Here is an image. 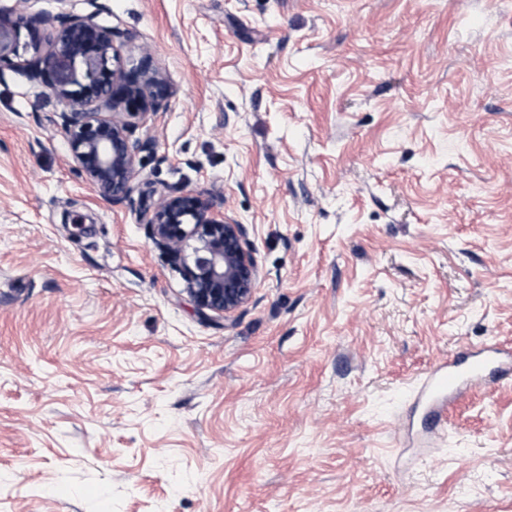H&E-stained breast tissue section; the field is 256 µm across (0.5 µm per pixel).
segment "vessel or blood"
<instances>
[{
    "instance_id": "vessel-or-blood-1",
    "label": "vessel or blood",
    "mask_w": 512,
    "mask_h": 512,
    "mask_svg": "<svg viewBox=\"0 0 512 512\" xmlns=\"http://www.w3.org/2000/svg\"><path fill=\"white\" fill-rule=\"evenodd\" d=\"M512 378V348L486 342L435 361L425 373L413 404L422 423L442 429L449 411L471 392Z\"/></svg>"
}]
</instances>
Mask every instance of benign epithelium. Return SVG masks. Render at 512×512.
<instances>
[{
	"label": "benign epithelium",
	"instance_id": "7a95c632",
	"mask_svg": "<svg viewBox=\"0 0 512 512\" xmlns=\"http://www.w3.org/2000/svg\"><path fill=\"white\" fill-rule=\"evenodd\" d=\"M54 15L0 12V70L19 68L44 84L62 104L57 125L66 137L75 168L112 205L134 208L151 242L179 267L197 311L227 320L253 298L261 271L249 246L247 227L224 214V195L212 191L170 192L152 200L132 181L140 154L154 142L135 129L166 108L171 87L152 56L126 61L128 36L98 22L99 11L75 15L57 0ZM52 30L42 49L40 29ZM29 41L20 42L21 30ZM194 241L191 255L184 245Z\"/></svg>",
	"mask_w": 512,
	"mask_h": 512
}]
</instances>
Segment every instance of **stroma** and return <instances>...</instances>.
Listing matches in <instances>:
<instances>
[{"label":"stroma","mask_w":512,"mask_h":512,"mask_svg":"<svg viewBox=\"0 0 512 512\" xmlns=\"http://www.w3.org/2000/svg\"><path fill=\"white\" fill-rule=\"evenodd\" d=\"M62 7L152 53L135 181L223 193L262 279L201 316L0 71V512H512V380L400 438L434 361L512 344V0H0Z\"/></svg>","instance_id":"stroma-1"}]
</instances>
